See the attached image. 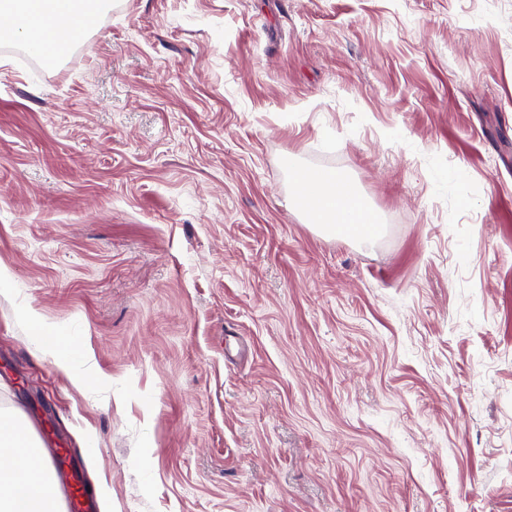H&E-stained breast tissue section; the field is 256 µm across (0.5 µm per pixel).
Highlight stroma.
<instances>
[{
    "instance_id": "1",
    "label": "stroma",
    "mask_w": 512,
    "mask_h": 512,
    "mask_svg": "<svg viewBox=\"0 0 512 512\" xmlns=\"http://www.w3.org/2000/svg\"><path fill=\"white\" fill-rule=\"evenodd\" d=\"M0 42V413L112 512H512V0H116ZM382 218L321 233L290 167ZM34 308L106 378L76 390Z\"/></svg>"
}]
</instances>
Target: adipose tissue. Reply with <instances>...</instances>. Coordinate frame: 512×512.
Instances as JSON below:
<instances>
[{"label":"adipose tissue","instance_id":"1","mask_svg":"<svg viewBox=\"0 0 512 512\" xmlns=\"http://www.w3.org/2000/svg\"><path fill=\"white\" fill-rule=\"evenodd\" d=\"M101 0H0V40H17L36 55L61 53L97 26ZM291 207L329 233L361 236L372 212L343 176L318 170L293 171ZM36 345L72 385L86 390L101 376L88 368L90 352L36 311ZM56 487L36 445L16 419L0 414V512H56Z\"/></svg>","mask_w":512,"mask_h":512}]
</instances>
